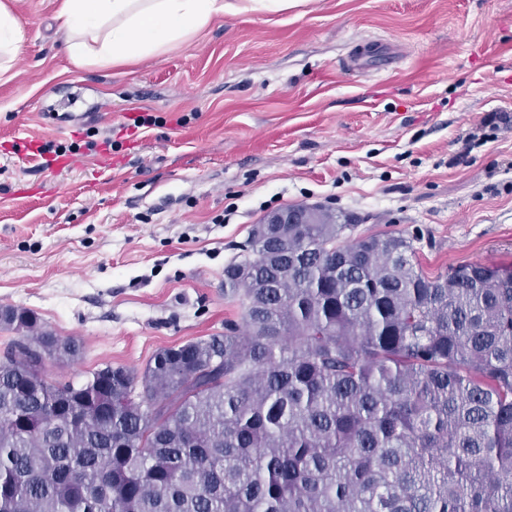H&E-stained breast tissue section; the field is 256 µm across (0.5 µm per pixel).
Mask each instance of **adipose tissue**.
I'll return each instance as SVG.
<instances>
[{
	"label": "adipose tissue",
	"mask_w": 512,
	"mask_h": 512,
	"mask_svg": "<svg viewBox=\"0 0 512 512\" xmlns=\"http://www.w3.org/2000/svg\"><path fill=\"white\" fill-rule=\"evenodd\" d=\"M223 11L224 0H61L55 19L74 63L110 65L162 54Z\"/></svg>",
	"instance_id": "1"
}]
</instances>
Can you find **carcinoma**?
Here are the masks:
<instances>
[{
  "instance_id": "carcinoma-1",
  "label": "carcinoma",
  "mask_w": 512,
  "mask_h": 512,
  "mask_svg": "<svg viewBox=\"0 0 512 512\" xmlns=\"http://www.w3.org/2000/svg\"><path fill=\"white\" fill-rule=\"evenodd\" d=\"M326 211L253 226L224 333L54 385L73 339L0 306V512H512V270L429 277Z\"/></svg>"
}]
</instances>
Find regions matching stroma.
Here are the masks:
<instances>
[{
	"mask_svg": "<svg viewBox=\"0 0 512 512\" xmlns=\"http://www.w3.org/2000/svg\"><path fill=\"white\" fill-rule=\"evenodd\" d=\"M0 305L81 344L48 382L240 318L224 268L270 211L410 238L426 275L512 269V0H296L169 51L74 64L59 0H0ZM24 29L11 12L0 4V75L9 70V62L18 54L24 41Z\"/></svg>",
	"mask_w": 512,
	"mask_h": 512,
	"instance_id": "stroma-1",
	"label": "stroma"
}]
</instances>
